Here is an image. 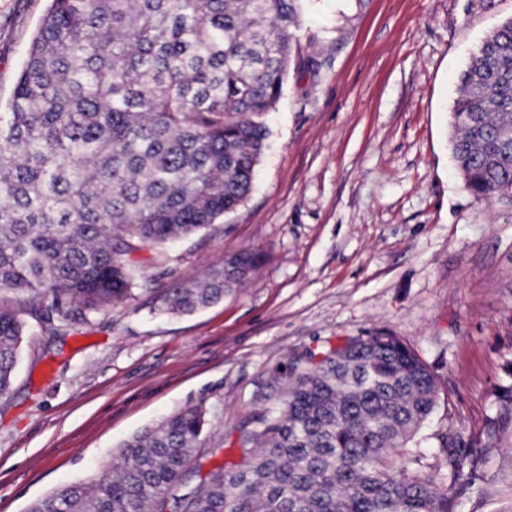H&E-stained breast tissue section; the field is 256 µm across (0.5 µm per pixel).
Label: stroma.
<instances>
[{
    "label": "stroma",
    "mask_w": 512,
    "mask_h": 512,
    "mask_svg": "<svg viewBox=\"0 0 512 512\" xmlns=\"http://www.w3.org/2000/svg\"><path fill=\"white\" fill-rule=\"evenodd\" d=\"M46 0H0V107ZM512 0H304L299 42L248 200L135 254L133 297L62 326L20 294L25 336L0 399V512L96 478L126 439L199 407L201 474L238 465L234 427L291 355L386 331L438 384L420 431H482L512 386V196L478 200L451 154L458 76ZM319 66L302 71V59ZM244 249L260 263L192 314L175 288ZM460 512H512V443Z\"/></svg>",
    "instance_id": "obj_1"
}]
</instances>
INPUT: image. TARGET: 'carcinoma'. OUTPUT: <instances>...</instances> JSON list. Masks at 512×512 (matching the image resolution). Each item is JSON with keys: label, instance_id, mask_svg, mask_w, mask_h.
Returning a JSON list of instances; mask_svg holds the SVG:
<instances>
[{"label": "carcinoma", "instance_id": "cac0c4a2", "mask_svg": "<svg viewBox=\"0 0 512 512\" xmlns=\"http://www.w3.org/2000/svg\"><path fill=\"white\" fill-rule=\"evenodd\" d=\"M304 0H50L0 112V398L24 325L11 295L51 297L62 324L132 298L126 257L234 212L248 197ZM452 153L479 199L512 194V18L461 75ZM242 251L175 289L190 313L241 284ZM262 409L237 427L245 463L195 487L204 411L175 412L123 442L101 476L29 512H457L453 489L487 463L441 436L409 444L437 404L436 380L387 332L288 358ZM484 447L512 432L490 422Z\"/></svg>", "mask_w": 512, "mask_h": 512}]
</instances>
